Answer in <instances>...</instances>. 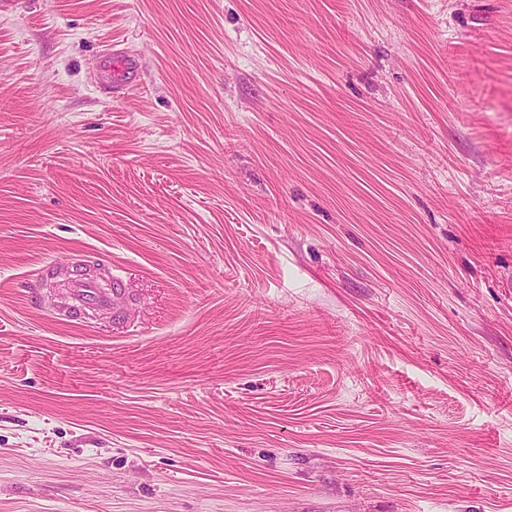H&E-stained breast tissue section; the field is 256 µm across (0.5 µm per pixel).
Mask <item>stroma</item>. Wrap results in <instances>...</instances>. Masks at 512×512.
<instances>
[{"label":"stroma","mask_w":512,"mask_h":512,"mask_svg":"<svg viewBox=\"0 0 512 512\" xmlns=\"http://www.w3.org/2000/svg\"><path fill=\"white\" fill-rule=\"evenodd\" d=\"M0 512H512V0H0ZM70 303L68 315L86 318L89 311L98 312L111 310L112 316L122 318L128 305V297L124 288H119L114 281L112 288H101L99 284L88 278H77L70 285Z\"/></svg>","instance_id":"obj_1"}]
</instances>
